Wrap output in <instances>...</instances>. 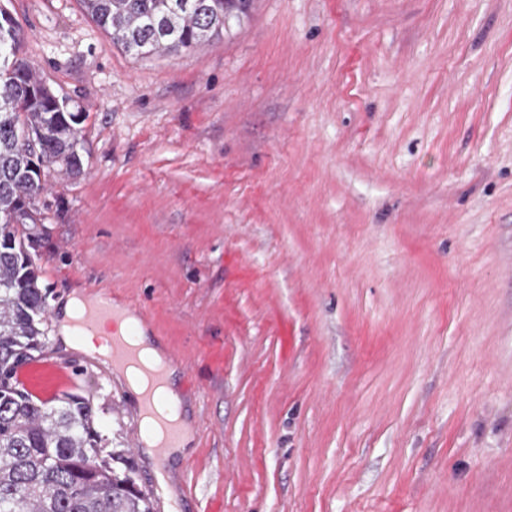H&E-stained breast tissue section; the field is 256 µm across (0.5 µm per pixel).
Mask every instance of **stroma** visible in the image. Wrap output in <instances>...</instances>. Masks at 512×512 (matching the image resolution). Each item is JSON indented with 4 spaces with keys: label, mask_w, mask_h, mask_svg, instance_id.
I'll return each mask as SVG.
<instances>
[{
    "label": "stroma",
    "mask_w": 512,
    "mask_h": 512,
    "mask_svg": "<svg viewBox=\"0 0 512 512\" xmlns=\"http://www.w3.org/2000/svg\"><path fill=\"white\" fill-rule=\"evenodd\" d=\"M0 9L81 115L24 227L48 310L133 306L193 441L134 447L136 396L53 325L51 381L159 512H512V0H254L147 58L78 0Z\"/></svg>",
    "instance_id": "stroma-1"
}]
</instances>
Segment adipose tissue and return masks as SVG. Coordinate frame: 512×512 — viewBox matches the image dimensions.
<instances>
[{
	"instance_id": "obj_1",
	"label": "adipose tissue",
	"mask_w": 512,
	"mask_h": 512,
	"mask_svg": "<svg viewBox=\"0 0 512 512\" xmlns=\"http://www.w3.org/2000/svg\"><path fill=\"white\" fill-rule=\"evenodd\" d=\"M86 304V298L79 296V294H72L68 298L58 319V332L60 336H63L67 344L104 357L109 353V348L105 342L106 336L114 332L123 334L131 330L135 331L134 343L141 349L143 362L163 368L164 370V384L160 389L163 410L167 418L178 420L181 426V432L174 448H171L170 454L174 457L183 455L193 439V430L190 422L183 419L177 397L173 391L174 368L165 366L160 353L152 346L146 333L139 331V321L130 311H123L121 317L116 322H103L97 333H80L77 322L83 315Z\"/></svg>"
}]
</instances>
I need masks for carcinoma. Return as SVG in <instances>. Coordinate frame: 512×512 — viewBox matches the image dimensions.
<instances>
[{
	"mask_svg": "<svg viewBox=\"0 0 512 512\" xmlns=\"http://www.w3.org/2000/svg\"><path fill=\"white\" fill-rule=\"evenodd\" d=\"M93 21L126 52L145 58L197 48L224 36L226 22L250 0H80ZM0 68V512H154L122 451L108 449L91 396L69 391L42 400L18 381L47 337L49 289L40 280L34 239L19 231L40 214L37 163L80 170L72 153L80 114L51 108L36 68L9 37ZM32 136L23 144L20 135ZM20 223H14V217Z\"/></svg>",
	"mask_w": 512,
	"mask_h": 512,
	"instance_id": "1",
	"label": "carcinoma"
}]
</instances>
